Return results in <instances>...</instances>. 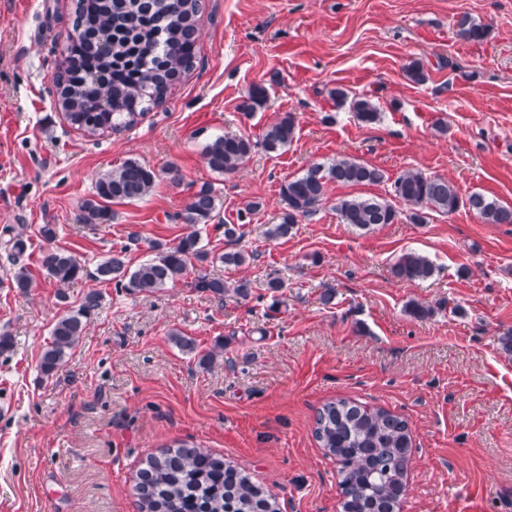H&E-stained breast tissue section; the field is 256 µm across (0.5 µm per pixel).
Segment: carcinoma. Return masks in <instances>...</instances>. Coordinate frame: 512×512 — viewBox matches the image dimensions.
Segmentation results:
<instances>
[{
	"instance_id": "obj_1",
	"label": "carcinoma",
	"mask_w": 512,
	"mask_h": 512,
	"mask_svg": "<svg viewBox=\"0 0 512 512\" xmlns=\"http://www.w3.org/2000/svg\"><path fill=\"white\" fill-rule=\"evenodd\" d=\"M200 0H76L73 32L64 48V59L54 76L57 105L70 125L89 137H100L133 126L197 62L196 44ZM456 36L466 42H481L487 27L464 14L455 23ZM336 103L349 104L356 119L370 125L379 111L366 95L349 96L338 88ZM268 101L265 87L255 84L242 102L246 113L263 108ZM296 123L286 112L266 127L261 141L242 135H221L204 148L209 167L220 173L235 172L260 147L278 153L291 144ZM158 174L146 165L128 160L101 173L94 198L80 207L77 220L93 228L112 218L108 204L143 199L156 183ZM385 181L383 170L354 157H338L317 164L304 174L281 185L286 210L280 223L266 234L284 238L301 220L316 214L326 199L330 182L342 185H374ZM394 198L409 206L413 224L427 223L431 212L452 214L466 207L485 224H512V206L480 193L462 197L448 179L429 176L419 170L400 173L391 184ZM219 197L210 183L197 188L179 214L192 228L174 247L152 245L154 255L135 270L127 265V247L112 250L90 273L74 255L48 248L41 254L46 276L67 286L87 275L113 283L130 293H155L174 285L183 276L188 261L203 264L210 254L200 246V230L215 217ZM341 223L359 229L392 224L398 211L382 197H343L336 201ZM7 259L14 268L11 287L26 293L33 280L23 263L27 245L20 235L5 241ZM399 280H425L435 266L425 256L408 252L391 268ZM195 288L223 297L231 291L248 296L250 282L241 279L228 286L219 278L199 274ZM103 296L85 293L77 309L56 319L39 360L41 373L48 377L81 341L87 319L101 308ZM315 438L341 463L340 488L345 494L342 512H391L405 490L404 477L412 441L408 422L384 409L363 407L346 399L326 403L316 417ZM136 489L141 512H280L277 498L256 486L250 478L213 458L204 448L181 443L147 457L138 473Z\"/></svg>"
}]
</instances>
